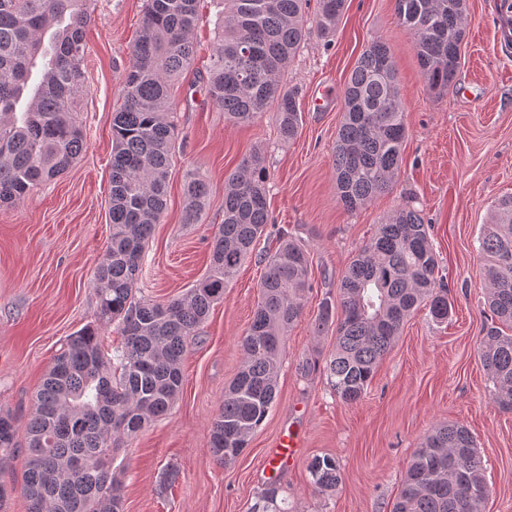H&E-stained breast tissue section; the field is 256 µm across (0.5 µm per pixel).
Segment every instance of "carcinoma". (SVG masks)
<instances>
[{
  "label": "carcinoma",
  "instance_id": "carcinoma-1",
  "mask_svg": "<svg viewBox=\"0 0 512 512\" xmlns=\"http://www.w3.org/2000/svg\"><path fill=\"white\" fill-rule=\"evenodd\" d=\"M85 2L0 0L1 206L24 200L87 148L74 117L84 93V28L91 20ZM200 2L147 0L122 80V105L112 116V235L94 280L97 317L118 323L123 341L110 356L93 327L80 330L54 358L25 426L0 413V459L20 448L28 459L21 487L28 512H124L122 474L112 470V455L172 409L190 339L253 256L264 265L260 300L240 339L242 366L209 429L212 452L224 466L236 463L275 402L287 332L312 288L311 258L284 231L275 252L254 253L269 220V177L261 154L243 159L228 176L224 223L214 232L209 268L186 296L167 303L135 297L145 244L166 207L177 138L169 119L171 87L192 63ZM305 2L224 0L207 92L226 121L251 123L273 107L280 139L297 135L302 114L298 92L283 83L285 69L308 26L322 37L332 35L345 6V0H320L310 21ZM395 16L413 35L426 91L448 93L461 65L466 0H395ZM405 112L390 47L376 39L343 91L333 162L337 199L345 209L360 208L392 188L407 134ZM208 195L200 172L186 171V223L198 221ZM479 247L486 256V306L499 322L484 338L480 357L493 383V403L511 411V194L494 202ZM421 306L434 322L448 321V289L429 224L420 210L404 205L376 225L341 279L339 300L323 299L314 319L318 335L336 325L326 371L342 402L363 398L378 363ZM308 471L322 493L335 492L342 482L340 464L331 456L314 457ZM278 495L279 488L268 485L263 505L251 512H271ZM487 496L474 437L460 424H441L415 450L391 512H481Z\"/></svg>",
  "mask_w": 512,
  "mask_h": 512
}]
</instances>
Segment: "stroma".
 I'll return each instance as SVG.
<instances>
[{"label": "stroma", "mask_w": 512, "mask_h": 512, "mask_svg": "<svg viewBox=\"0 0 512 512\" xmlns=\"http://www.w3.org/2000/svg\"><path fill=\"white\" fill-rule=\"evenodd\" d=\"M147 0H88L85 93L77 120L87 149L73 166L19 204L0 206V410L26 421L33 399L67 339L94 327L105 347L120 343L117 324L98 320L94 273L112 226L108 216L112 114L141 29ZM224 0H202L196 55L172 90L177 140L164 216L147 243L137 297L184 295L209 266L215 228L224 221V183L261 152L269 182V223L257 251H275L287 231L309 251L312 288L289 329L278 393L237 462L211 453L209 424L224 388L242 365L239 340L257 306L263 267L247 260L200 325L182 361L183 387L172 410L128 439L112 461L123 472L125 512H249L276 483L290 512H391L407 464L437 424L456 422L474 436L489 494L482 512H512V412L491 400L480 344L485 257L479 249L492 204L512 194V47L502 36V0H468L462 66L447 95L425 89L414 43L395 18V0H346L331 39L309 34L284 80L298 88L303 124L281 144L274 111L232 125L207 95L214 22ZM382 38L391 48L406 104L407 138L391 190L350 212L337 200L333 146L343 118L342 91L363 50ZM202 173L210 188L195 224L184 221L183 175ZM422 210L442 259L451 311L447 322L418 309L380 362L365 396L343 403L323 366L335 329L315 334L323 298L376 224L401 205ZM306 358L318 360L302 373ZM300 435L292 460H268L288 430ZM331 455L341 466L336 492H318L308 464Z\"/></svg>", "instance_id": "stroma-1"}]
</instances>
